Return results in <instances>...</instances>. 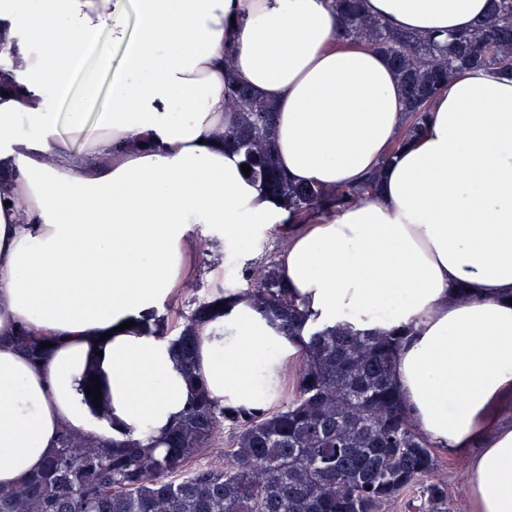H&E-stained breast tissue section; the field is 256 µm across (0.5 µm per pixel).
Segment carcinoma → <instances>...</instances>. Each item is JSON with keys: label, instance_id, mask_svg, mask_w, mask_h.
I'll use <instances>...</instances> for the list:
<instances>
[{"label": "carcinoma", "instance_id": "cac0c4a2", "mask_svg": "<svg viewBox=\"0 0 512 512\" xmlns=\"http://www.w3.org/2000/svg\"><path fill=\"white\" fill-rule=\"evenodd\" d=\"M342 37L384 54L405 102L401 146L423 130L435 95L459 72L491 67L512 75V0H491L472 28L440 45L391 28L364 0H332ZM225 46V102L239 114L224 131L250 167L249 179L283 200L286 223L376 195L381 173L327 190L291 182L274 153L275 112L236 75ZM251 286L225 291L248 300L279 334L303 344L295 394L275 410L214 404L193 363L196 333L214 315L200 301L177 337L183 377L196 397L164 437V450L127 439L112 446L65 429L43 466L14 487L0 486V512H381L406 498L409 512H449L448 485L432 480L434 445L404 406L394 377L402 336L347 327L305 328L306 318L274 260L245 269ZM32 358L44 355L31 332L1 336ZM225 448L213 446L223 430ZM216 453L217 461L199 462Z\"/></svg>", "mask_w": 512, "mask_h": 512}]
</instances>
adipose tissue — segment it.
I'll return each instance as SVG.
<instances>
[{
    "label": "adipose tissue",
    "instance_id": "adipose-tissue-1",
    "mask_svg": "<svg viewBox=\"0 0 512 512\" xmlns=\"http://www.w3.org/2000/svg\"><path fill=\"white\" fill-rule=\"evenodd\" d=\"M488 8L367 0L393 27L436 35ZM230 28L239 76L276 111L281 168L327 189L379 168L376 196L286 225L219 136L236 121L224 102ZM340 33L331 0H0L12 54L0 94V331L48 343L37 361L0 346L1 485L39 470L65 428L161 442L193 391L160 308L194 277L200 237L275 229L308 323L412 326L395 362L404 405L433 444L482 442L468 471L477 512H512V426L500 418L512 405V77L463 70L398 148L405 106L390 67ZM102 73L109 101L92 121ZM60 95L67 138L49 110ZM209 277L226 306L199 331L196 371L215 404L270 408L300 348L225 299L222 267ZM92 371L105 416L85 393Z\"/></svg>",
    "mask_w": 512,
    "mask_h": 512
}]
</instances>
